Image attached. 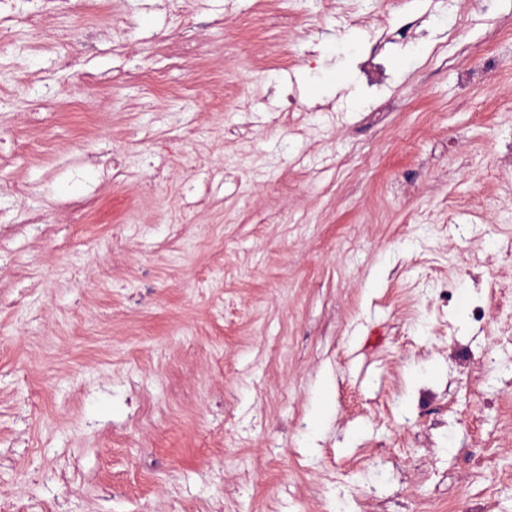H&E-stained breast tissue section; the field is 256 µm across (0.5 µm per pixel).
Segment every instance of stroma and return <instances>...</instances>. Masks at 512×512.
I'll list each match as a JSON object with an SVG mask.
<instances>
[{"label":"stroma","mask_w":512,"mask_h":512,"mask_svg":"<svg viewBox=\"0 0 512 512\" xmlns=\"http://www.w3.org/2000/svg\"><path fill=\"white\" fill-rule=\"evenodd\" d=\"M108 6L69 72V16L0 9V223L100 199L70 252L22 235L0 266V497L512 512V0ZM173 22L199 38L178 68Z\"/></svg>","instance_id":"obj_1"}]
</instances>
